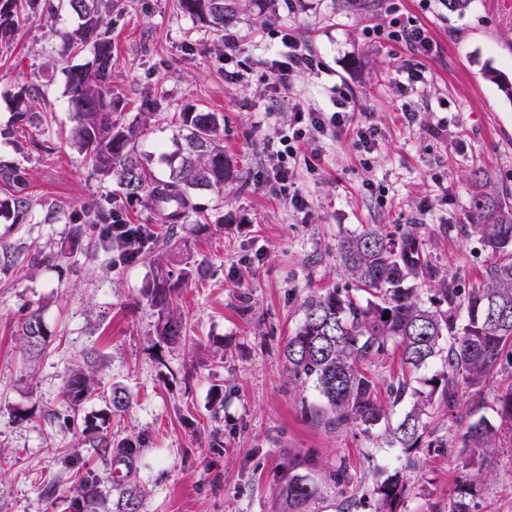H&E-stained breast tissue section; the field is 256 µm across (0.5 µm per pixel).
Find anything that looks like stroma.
Wrapping results in <instances>:
<instances>
[{
    "label": "stroma",
    "mask_w": 512,
    "mask_h": 512,
    "mask_svg": "<svg viewBox=\"0 0 512 512\" xmlns=\"http://www.w3.org/2000/svg\"><path fill=\"white\" fill-rule=\"evenodd\" d=\"M275 0L227 27L239 48L225 59L212 32L193 23L175 0H111L105 23L112 39V85L125 108L123 124L146 123L138 149L156 176L175 148L173 114L193 104L224 117V151L239 178L209 205L206 224L155 226L159 264L108 265L91 236L61 251L94 208L113 200L127 224H153L149 210L127 202L116 182L93 177L66 138L71 127L65 74L57 63L54 30L74 25L67 10L29 14L9 47H0V159L23 168L31 181L35 221L0 217V240L22 255H59L52 266L0 274V512H72L84 475L104 484L135 481L144 491L140 512H271L282 463L298 462L315 477L341 470L342 490L328 493L320 512H377L374 489L398 480L392 512H448L466 492L474 512H512V431L486 457L485 481L470 483L456 458L466 425L500 426L495 396L512 382L500 370L480 393H463L455 412L435 411L431 427L442 448H403L384 426L372 433L332 426L307 413L318 393L289 382L283 348L299 323L307 295L350 289L339 268L336 242L365 225L401 239L414 231L421 254L459 287L480 284L492 258L468 213L472 174L489 173L512 197V100L486 78L487 69L512 79V12L500 0H472L463 15L441 0ZM427 27L437 45L425 56L392 30ZM309 48L313 68L271 89L265 64L282 32ZM235 72L237 80L226 77ZM18 84L44 87L37 111L53 119L56 149L33 150L35 128L13 126L8 95ZM353 96L354 119L378 131L371 149L351 132L299 144L291 189L308 204L297 212L266 179L294 103L329 104L330 89ZM161 87L162 107L151 118L142 95ZM418 115L407 124L404 111ZM53 204L72 221L42 224ZM188 249L201 271L178 300L186 340L160 342L157 316L144 291L157 266L180 268ZM41 309L54 338L34 364L23 354L18 328L26 309ZM93 360L101 390L83 406L86 423L107 428L116 452L100 457L81 428L64 423L61 391L68 370ZM128 396L113 412L110 393Z\"/></svg>",
    "instance_id": "35a3bbf8"
}]
</instances>
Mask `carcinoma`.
<instances>
[{
  "label": "carcinoma",
  "instance_id": "carcinoma-1",
  "mask_svg": "<svg viewBox=\"0 0 512 512\" xmlns=\"http://www.w3.org/2000/svg\"><path fill=\"white\" fill-rule=\"evenodd\" d=\"M76 26L54 31L59 40L58 61L65 63L72 53L86 54L83 63L65 67V94L71 104L70 145L80 154L91 173L115 177L129 201H141L159 224H184L207 219L197 194L208 190L223 197L224 186L237 178L235 166L224 156V119L188 104L178 116L181 148L167 156L168 174L155 176L137 149L144 129L112 119L123 111L120 96L112 90V41L103 30L105 0H66ZM40 0H0V45H9L22 17L36 11ZM177 9L202 27L223 32L244 13L246 0H176ZM41 97L39 87L19 84L9 94L13 120L18 126H43L48 117L35 111ZM470 216L482 243L496 257L485 279L467 292L456 280L439 275L419 255L414 235L395 242L376 225L341 237L336 254L342 272L366 294L365 299L332 288L309 295L302 304V318L283 349L288 378L311 381L319 402L310 407L312 417L329 425H351L369 433L386 424L391 440L403 448H418L424 438L428 447L443 448L442 439L430 429L431 411L458 404L460 392L479 391L497 371L501 359L512 357V204L503 200L482 171L473 173ZM0 215L14 224L32 218L33 198L25 170L0 160ZM89 224L103 226L97 236L102 250L120 263L145 255L136 238L112 241V204L99 207ZM181 282L163 269L157 271L150 290V304L156 309V335L169 344L182 340V317L175 314L174 297ZM431 294L432 305L421 301ZM507 312L494 321L488 310ZM389 318H384V315ZM26 355L41 357L52 340L38 311L20 320ZM395 346L401 360V376L391 385L393 402L412 393L415 402L395 426L378 402L373 376L367 365ZM440 360L444 373L421 381L419 371L432 360ZM99 390L95 375L81 366L68 374L61 395L67 409L66 421L73 423L83 403ZM498 414L512 428V383L496 396ZM500 428L485 420L469 424L461 437L462 464L471 468L470 481L484 479L475 461L499 448ZM117 512H139L142 491L133 481L119 487ZM398 482L387 481L375 493L382 506L397 497ZM103 491L95 480L80 481L73 498V512H97ZM324 490L310 475L288 463L275 492V512H318Z\"/></svg>",
  "mask_w": 512,
  "mask_h": 512
}]
</instances>
